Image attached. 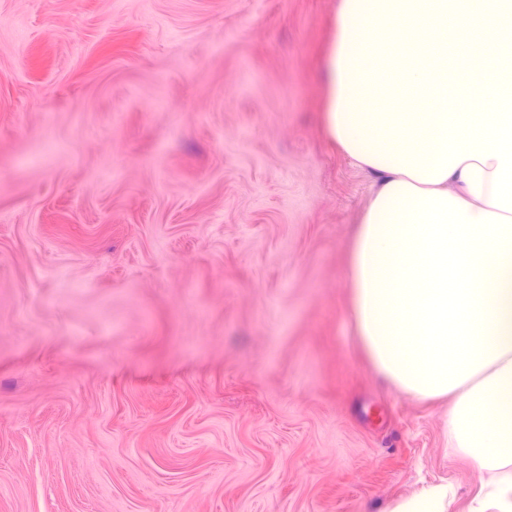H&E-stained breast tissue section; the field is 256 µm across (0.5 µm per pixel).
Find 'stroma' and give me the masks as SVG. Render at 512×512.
I'll list each match as a JSON object with an SVG mask.
<instances>
[{
	"label": "stroma",
	"instance_id": "obj_1",
	"mask_svg": "<svg viewBox=\"0 0 512 512\" xmlns=\"http://www.w3.org/2000/svg\"><path fill=\"white\" fill-rule=\"evenodd\" d=\"M338 3L0 0V512H468L350 315ZM446 485L431 486L421 493L394 503L389 512H444L452 502Z\"/></svg>",
	"mask_w": 512,
	"mask_h": 512
}]
</instances>
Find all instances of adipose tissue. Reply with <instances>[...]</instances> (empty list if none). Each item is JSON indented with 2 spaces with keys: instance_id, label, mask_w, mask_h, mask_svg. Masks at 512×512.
I'll use <instances>...</instances> for the list:
<instances>
[{
  "instance_id": "1",
  "label": "adipose tissue",
  "mask_w": 512,
  "mask_h": 512,
  "mask_svg": "<svg viewBox=\"0 0 512 512\" xmlns=\"http://www.w3.org/2000/svg\"><path fill=\"white\" fill-rule=\"evenodd\" d=\"M323 122L381 187L350 253L376 373L451 397L469 512H512V0H339Z\"/></svg>"
}]
</instances>
